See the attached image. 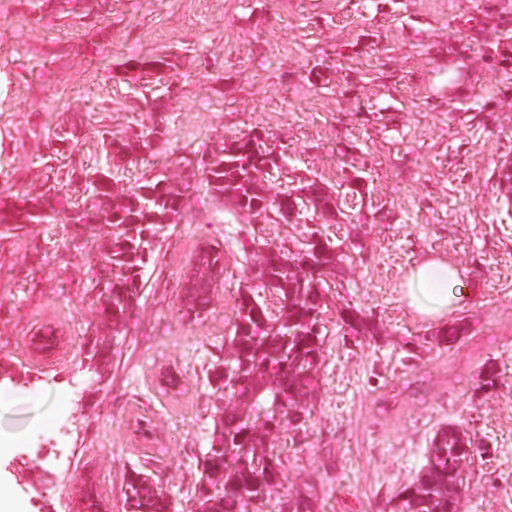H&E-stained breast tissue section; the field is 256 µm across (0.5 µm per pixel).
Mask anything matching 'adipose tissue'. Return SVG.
I'll list each match as a JSON object with an SVG mask.
<instances>
[{"label": "adipose tissue", "instance_id": "adipose-tissue-1", "mask_svg": "<svg viewBox=\"0 0 512 512\" xmlns=\"http://www.w3.org/2000/svg\"><path fill=\"white\" fill-rule=\"evenodd\" d=\"M463 276V269L446 258H421L404 277L402 299L417 317L444 321L458 306L460 295L456 287ZM27 403L18 390L0 384V459L9 456L30 429L27 422L14 418L15 412Z\"/></svg>", "mask_w": 512, "mask_h": 512}]
</instances>
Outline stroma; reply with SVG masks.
<instances>
[{"label":"stroma","instance_id":"obj_1","mask_svg":"<svg viewBox=\"0 0 512 512\" xmlns=\"http://www.w3.org/2000/svg\"><path fill=\"white\" fill-rule=\"evenodd\" d=\"M165 54L173 69L123 80L119 63ZM157 119L159 155L115 173V190L154 164L195 190L100 366L102 382L86 342L110 340L112 326L86 286L105 229L61 218L0 236V378L27 374L34 395L62 388L53 418L0 460L6 474L14 458L27 462L15 482L29 512H49L36 503L40 483L63 488L69 512H86L91 482L103 512H124V477L145 460L176 512H193L196 459L224 404L206 370L260 261L237 240L253 232L290 247L305 231L218 207L178 163L249 132L281 154L279 184L330 187L340 213L325 232L365 248L340 295L379 327L352 345L328 305L306 436L274 441L288 458L284 488L314 486L323 512H390L435 430L452 421L488 446L465 466L461 512H512V203L499 189L500 166L512 161V0H0V192H43L49 149L34 131L81 125L73 158L92 166L100 125L121 134ZM205 239L224 250V282L190 320L178 282ZM429 252L463 268L464 299L448 319L469 331L452 348L411 351L408 340L437 326L406 309L400 288ZM46 325L65 336L48 359L29 347ZM487 361L500 376L481 391ZM168 367L182 376L174 393L158 381ZM57 447L83 457L59 470Z\"/></svg>","mask_w":512,"mask_h":512}]
</instances>
